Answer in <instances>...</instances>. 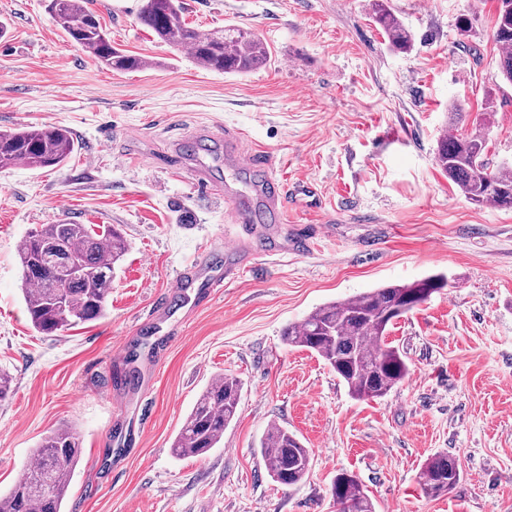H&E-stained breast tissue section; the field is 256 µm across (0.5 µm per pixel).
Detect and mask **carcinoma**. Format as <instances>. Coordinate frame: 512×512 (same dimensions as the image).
Returning <instances> with one entry per match:
<instances>
[{
  "label": "carcinoma",
  "instance_id": "1",
  "mask_svg": "<svg viewBox=\"0 0 512 512\" xmlns=\"http://www.w3.org/2000/svg\"><path fill=\"white\" fill-rule=\"evenodd\" d=\"M47 8L69 40L106 68L124 72L149 64L145 57L112 45L86 0H49ZM369 11L393 48L406 51L413 45V35L387 0H371ZM138 19L160 42L188 51L193 62L208 71L245 75L271 61L267 44L250 30L226 25L204 34L192 27L186 22L182 0H143ZM493 38L501 48V76L512 83V0H497ZM493 119L490 104L474 129L440 138L435 162L471 203L512 209V168L505 164L494 168L487 160L485 129ZM74 151L71 132L63 126L0 132V169L25 163L53 170ZM54 247L62 248L84 274L63 280L57 266L45 260L46 251ZM125 252L124 237L115 228L99 233L93 225L77 222L32 228L18 256L23 299L33 327L51 334L103 316L116 266ZM446 286L448 278L436 274L325 304L301 322L285 327L283 340L317 353L354 398H382L409 374L405 357L385 341L389 327ZM242 390V381L234 375L211 381L175 437L172 453L196 457L218 447L236 416ZM260 454L268 476L280 485H297L309 475V450L279 425L267 429ZM81 456L82 441L76 432L60 428L46 434L34 452V463L24 469L23 477L7 495H0V512H63ZM460 478L456 460L438 454L426 461L419 485L427 497L436 498L454 488ZM330 494L338 512H375L362 482L352 473L336 474Z\"/></svg>",
  "mask_w": 512,
  "mask_h": 512
}]
</instances>
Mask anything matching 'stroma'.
<instances>
[{
	"mask_svg": "<svg viewBox=\"0 0 512 512\" xmlns=\"http://www.w3.org/2000/svg\"><path fill=\"white\" fill-rule=\"evenodd\" d=\"M203 32L233 24L269 44L270 63L224 76L157 42L141 0H90L112 40L147 67L111 71L73 46L47 0H0V131L61 125L77 150L59 169L0 170V492L41 439L83 440L65 512H336L340 471L376 512H512V210L471 204L437 167L451 110L471 130L486 103L492 164H512V84L498 68L496 0H390L414 35L394 50L369 0H183ZM205 124L242 134L276 175L310 185L283 224L251 232L180 170ZM68 216L120 229L128 249L105 316L52 335L25 310L19 246ZM291 245L262 255L267 236ZM244 239L245 279L207 304L172 299L175 270L210 243ZM442 273L449 286L390 327L409 377L386 396L351 397L316 354L281 333L315 307ZM243 382L218 448L175 458L171 444L215 377ZM310 451L299 485L268 476L269 425ZM456 458L459 483L423 495L425 462Z\"/></svg>",
	"mask_w": 512,
	"mask_h": 512,
	"instance_id": "35a3bbf8",
	"label": "stroma"
}]
</instances>
